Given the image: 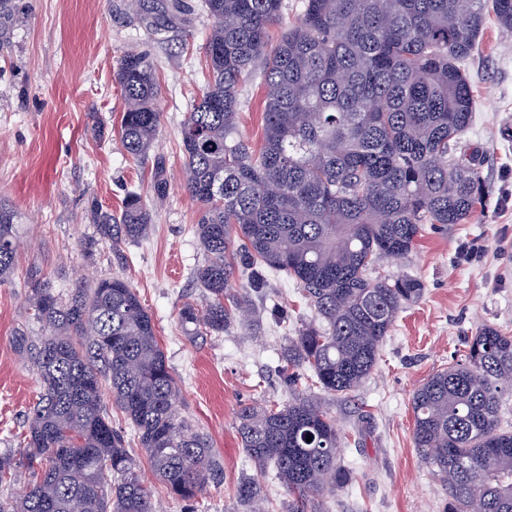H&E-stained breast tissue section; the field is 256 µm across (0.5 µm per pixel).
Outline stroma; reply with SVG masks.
<instances>
[{
    "label": "stroma",
    "mask_w": 512,
    "mask_h": 512,
    "mask_svg": "<svg viewBox=\"0 0 512 512\" xmlns=\"http://www.w3.org/2000/svg\"><path fill=\"white\" fill-rule=\"evenodd\" d=\"M184 3L178 13L170 0H22L0 49V201L21 217L17 269L0 284V453H25L24 414L41 390L36 369L15 348L19 333L42 335L25 310L29 273L39 271L60 293L117 276L151 314L181 412L222 467L194 512H243L235 487L255 473L237 432L240 406L301 397L335 419L341 462L351 472L345 487L325 497L327 512H443L439 478L414 448L411 400L430 375L459 359L465 337L485 325L512 332V34L487 18L464 63L476 110L461 148L482 155L485 202L465 223L426 225L411 253L376 264L382 277L419 278L424 292L400 312L371 376L346 397L305 379L291 388L279 376L287 336L312 317L285 274L270 275L265 294L250 299L252 314L222 334L179 321L184 303H205L195 278L206 261L194 231L199 205L179 187L180 130L203 86L211 24L202 0ZM150 20L165 25L160 38L147 34ZM132 48L150 55L160 85L158 141L137 160L120 144L124 102L114 80L118 59ZM264 96L258 73L239 88V133L256 150ZM159 161L169 182L160 203L151 190ZM131 191L149 205L153 229L116 252L99 241L92 213H119ZM470 241L483 247L479 261L459 256Z\"/></svg>",
    "instance_id": "obj_1"
}]
</instances>
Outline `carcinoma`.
Listing matches in <instances>:
<instances>
[{"label": "carcinoma", "instance_id": "carcinoma-1", "mask_svg": "<svg viewBox=\"0 0 512 512\" xmlns=\"http://www.w3.org/2000/svg\"><path fill=\"white\" fill-rule=\"evenodd\" d=\"M211 19L207 79L181 128V187L199 203L196 237L208 256L196 279L206 306L187 304L183 325L222 333L248 295L228 293L233 272L247 289L284 271L315 319L288 337L281 375L308 373L317 387L349 395L377 365L398 314L424 290L412 276L373 280L381 258L409 254L424 225L461 224L483 203L479 151L456 154L475 101L463 63L493 12L512 32V0H303L276 44L269 28L285 0H204ZM19 0H0V45ZM265 84L264 146L238 137L239 85L257 63ZM115 81L124 98L121 144L132 157L159 128L155 66L123 54ZM153 193L169 185L157 162ZM112 250L147 237L152 214L136 192L118 215L94 210ZM17 214L0 202V283L15 270ZM27 309L44 337L17 350L36 367L42 391L26 411V453L0 456V483L28 472L0 512H156L122 430L112 425L102 385L137 436L169 493L194 501L220 469L207 439L180 411L179 389L151 314L124 279L104 278L63 296L31 274ZM512 390V334L494 326L466 341L462 358L413 394V441L448 495L447 512H512V431L500 419ZM237 431L254 470L273 468L288 512H320L314 497L344 487L336 421L300 398L244 405ZM312 441H306L307 437ZM246 512H260L255 478L240 479Z\"/></svg>", "mask_w": 512, "mask_h": 512}]
</instances>
